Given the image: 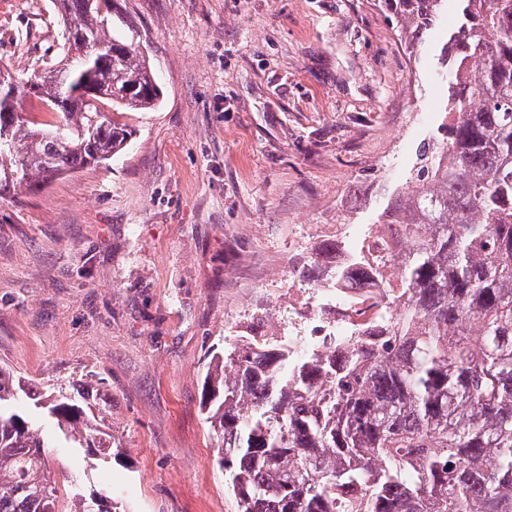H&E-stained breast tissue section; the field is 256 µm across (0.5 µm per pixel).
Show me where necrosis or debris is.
I'll list each match as a JSON object with an SVG mask.
<instances>
[{"label": "necrosis or debris", "mask_w": 512, "mask_h": 512, "mask_svg": "<svg viewBox=\"0 0 512 512\" xmlns=\"http://www.w3.org/2000/svg\"><path fill=\"white\" fill-rule=\"evenodd\" d=\"M358 250L377 266L378 275L344 288L289 289L288 304L301 310L308 326L307 334L287 337L278 324L271 322L258 329L246 328V335L261 343L288 341L303 355L363 338L367 328L382 318V294L396 289L399 284L397 256L403 247L394 240L386 225L375 224L359 243Z\"/></svg>", "instance_id": "necrosis-or-debris-1"}]
</instances>
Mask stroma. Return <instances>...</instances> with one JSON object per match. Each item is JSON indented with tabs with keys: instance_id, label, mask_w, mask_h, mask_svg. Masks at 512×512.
<instances>
[{
	"instance_id": "35a3bbf8",
	"label": "stroma",
	"mask_w": 512,
	"mask_h": 512,
	"mask_svg": "<svg viewBox=\"0 0 512 512\" xmlns=\"http://www.w3.org/2000/svg\"><path fill=\"white\" fill-rule=\"evenodd\" d=\"M163 95L126 150L0 198V367L112 396L120 455L47 449L125 512H234L200 411L252 302L312 287L323 225L374 223L445 135L457 23L401 47L380 0H118ZM52 0H0V66L54 58Z\"/></svg>"
}]
</instances>
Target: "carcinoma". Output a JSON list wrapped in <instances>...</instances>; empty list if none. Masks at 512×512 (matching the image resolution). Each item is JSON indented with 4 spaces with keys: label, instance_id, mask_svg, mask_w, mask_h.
Segmentation results:
<instances>
[{
    "label": "carcinoma",
    "instance_id": "1",
    "mask_svg": "<svg viewBox=\"0 0 512 512\" xmlns=\"http://www.w3.org/2000/svg\"><path fill=\"white\" fill-rule=\"evenodd\" d=\"M448 140L422 151L412 183L378 216L407 243L387 323L346 350L297 358L288 345L213 356L201 408L236 512H512V0H458ZM411 49L446 0H384ZM52 67L0 94V195L121 153L109 118L162 91L137 32L114 34L117 0H53ZM35 96L56 114L17 112ZM49 415L67 448L112 460V404L85 386L43 390L0 369V512H112L45 465L49 444L14 405ZM17 111L37 123H50L54 121L55 115L46 112L43 104L33 96H26L20 99L16 105Z\"/></svg>",
    "mask_w": 512,
    "mask_h": 512
}]
</instances>
